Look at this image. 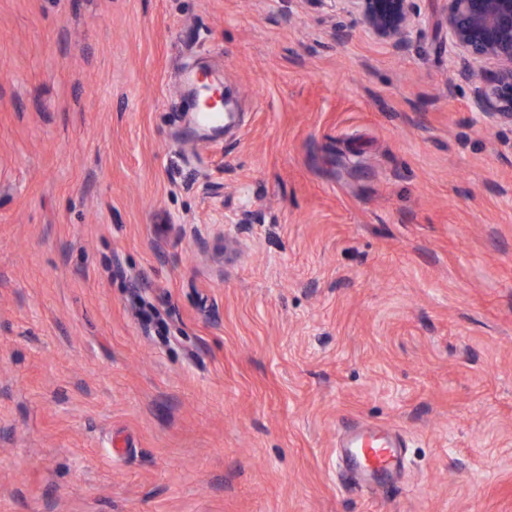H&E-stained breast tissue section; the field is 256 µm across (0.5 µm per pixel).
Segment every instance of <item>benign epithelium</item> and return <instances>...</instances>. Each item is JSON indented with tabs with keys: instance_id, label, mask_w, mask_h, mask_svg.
I'll use <instances>...</instances> for the list:
<instances>
[{
	"instance_id": "benign-epithelium-1",
	"label": "benign epithelium",
	"mask_w": 512,
	"mask_h": 512,
	"mask_svg": "<svg viewBox=\"0 0 512 512\" xmlns=\"http://www.w3.org/2000/svg\"><path fill=\"white\" fill-rule=\"evenodd\" d=\"M348 15L376 38L402 49L421 23L416 0H341ZM438 22L459 52L456 75L470 86L471 109L491 126H512V0H445ZM490 63L493 69L486 70ZM224 128L236 101L221 93Z\"/></svg>"
}]
</instances>
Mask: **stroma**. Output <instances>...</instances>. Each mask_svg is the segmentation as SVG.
Segmentation results:
<instances>
[{
  "instance_id": "1",
  "label": "stroma",
  "mask_w": 512,
  "mask_h": 512,
  "mask_svg": "<svg viewBox=\"0 0 512 512\" xmlns=\"http://www.w3.org/2000/svg\"><path fill=\"white\" fill-rule=\"evenodd\" d=\"M456 56L294 0H0V512H512V128ZM199 68L233 136L191 132ZM345 420L405 438L390 490Z\"/></svg>"
}]
</instances>
